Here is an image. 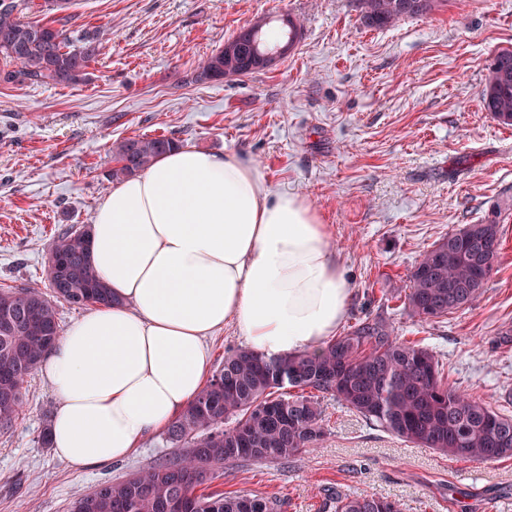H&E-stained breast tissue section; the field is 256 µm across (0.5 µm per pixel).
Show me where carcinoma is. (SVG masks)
I'll return each instance as SVG.
<instances>
[{"label": "carcinoma", "instance_id": "1", "mask_svg": "<svg viewBox=\"0 0 512 512\" xmlns=\"http://www.w3.org/2000/svg\"><path fill=\"white\" fill-rule=\"evenodd\" d=\"M447 0H358L362 22L384 28L426 15ZM29 0H0L2 84H77L104 49L98 31L78 40L65 27L25 18ZM299 23H256L227 40L198 66L195 81L262 69L260 57L296 43ZM484 109L512 126V50L496 53L485 76ZM177 146L172 137H130L112 147L106 177L122 181ZM501 242L500 224H462L426 250L399 296L424 322H436L469 307L491 274ZM89 229L69 228L50 244L47 288L0 289V429L8 430L24 403V385L59 334L56 303L101 306L112 290L90 259ZM310 388L336 397L378 430L430 448L451 460L512 459V415L492 408L448 382L424 341H399L384 322L366 318L326 341L317 352L268 358L250 349L224 356L193 402L166 430L180 451L121 482H104L72 503L71 512H276L262 497L200 493L226 465L288 459L315 449L325 435L320 403L291 393ZM326 512H400L377 494L340 492L325 500Z\"/></svg>", "mask_w": 512, "mask_h": 512}]
</instances>
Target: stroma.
<instances>
[{"label":"stroma","instance_id":"stroma-1","mask_svg":"<svg viewBox=\"0 0 512 512\" xmlns=\"http://www.w3.org/2000/svg\"><path fill=\"white\" fill-rule=\"evenodd\" d=\"M68 14L71 34L104 32L89 79L0 84V286L43 284L53 238L92 224L114 141L165 135L244 156L271 191L307 198L349 284L345 325L382 317L397 338L425 340L449 383L512 409V127L481 103L492 57L512 50V0H448L381 29L355 0H72ZM286 17L303 30L276 65L195 82L241 28ZM491 219L500 254L478 298L439 323L412 317L394 294L421 254ZM56 403L33 374L0 431V512H70L177 451L160 430L126 459L72 466L41 442ZM320 403L317 448L226 467L210 490L277 499L281 512H323L331 490L401 512H512V459L451 461Z\"/></svg>","mask_w":512,"mask_h":512}]
</instances>
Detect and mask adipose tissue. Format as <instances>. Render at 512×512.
Returning a JSON list of instances; mask_svg holds the SVG:
<instances>
[{"instance_id":"obj_1","label":"adipose tissue","mask_w":512,"mask_h":512,"mask_svg":"<svg viewBox=\"0 0 512 512\" xmlns=\"http://www.w3.org/2000/svg\"><path fill=\"white\" fill-rule=\"evenodd\" d=\"M91 262L114 301L69 324L39 364L49 441L75 466L129 456L202 389L206 340L235 324L268 357L319 349L350 290L320 214L237 154L180 147L98 203Z\"/></svg>"}]
</instances>
